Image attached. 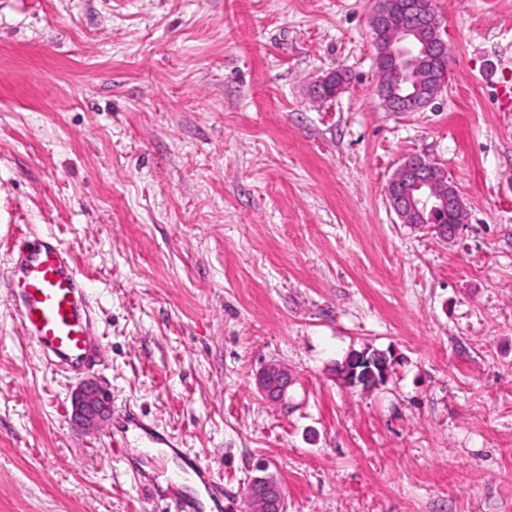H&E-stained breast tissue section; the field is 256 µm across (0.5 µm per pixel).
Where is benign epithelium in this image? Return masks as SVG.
<instances>
[{
  "mask_svg": "<svg viewBox=\"0 0 512 512\" xmlns=\"http://www.w3.org/2000/svg\"><path fill=\"white\" fill-rule=\"evenodd\" d=\"M425 14L418 22L393 18L381 7L372 9L369 17L370 36L380 46L385 58L392 61L391 71L415 82L420 74L425 49L419 46L423 25L433 22ZM382 105L389 112H418L428 105L416 92H407L399 81H389L380 91ZM442 167L429 168L405 160L397 168L387 186L388 201L399 220L408 224L413 219L428 221L430 230L443 238L441 216L448 210L465 212V204L453 187H444L439 177ZM291 376L278 364L268 365L258 376L257 385L269 402L280 401L288 390ZM72 417L82 425L93 426L105 419L111 410L110 394L92 381L82 383L71 396ZM248 499L251 512H285V493L281 483L270 474L249 479Z\"/></svg>",
  "mask_w": 512,
  "mask_h": 512,
  "instance_id": "1",
  "label": "benign epithelium"
}]
</instances>
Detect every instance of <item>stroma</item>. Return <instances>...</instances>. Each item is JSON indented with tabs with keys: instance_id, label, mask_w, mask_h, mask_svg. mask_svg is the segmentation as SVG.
Masks as SVG:
<instances>
[{
	"instance_id": "obj_1",
	"label": "stroma",
	"mask_w": 512,
	"mask_h": 512,
	"mask_svg": "<svg viewBox=\"0 0 512 512\" xmlns=\"http://www.w3.org/2000/svg\"><path fill=\"white\" fill-rule=\"evenodd\" d=\"M373 5L0 0V512H170L156 456L108 450L129 411L214 471L223 512L264 470L286 512H512V0H433L448 82L419 112L377 96ZM410 155L463 199L455 238L391 209ZM33 234L92 282L82 374L41 361L7 291ZM366 346L389 377L343 385ZM86 381L112 395L93 429ZM361 359L371 363V368L378 373L380 370H386L389 366H392L394 357H392V353L388 354L377 350H352L338 366L336 370L337 376L345 383L352 376L353 370L356 367L355 363ZM291 380L287 368L270 364L257 376V385L267 401L278 402L287 392ZM72 417L82 425L93 426L111 410L110 394L95 382L82 383L71 396Z\"/></svg>"
}]
</instances>
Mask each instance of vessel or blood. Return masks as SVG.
Masks as SVG:
<instances>
[{"label":"vessel or blood","instance_id":"vessel-or-blood-1","mask_svg":"<svg viewBox=\"0 0 512 512\" xmlns=\"http://www.w3.org/2000/svg\"><path fill=\"white\" fill-rule=\"evenodd\" d=\"M90 288L88 277L54 237L28 236L17 245L8 293L22 329L50 365L75 374L91 366L102 346ZM132 442L159 449L161 455L178 462V470L169 475L170 485H178L183 471H192L213 504L212 512H222L223 486L214 481L209 467L180 448L175 437L153 430L144 418L128 413L119 437L112 440L113 454L124 455Z\"/></svg>","mask_w":512,"mask_h":512}]
</instances>
